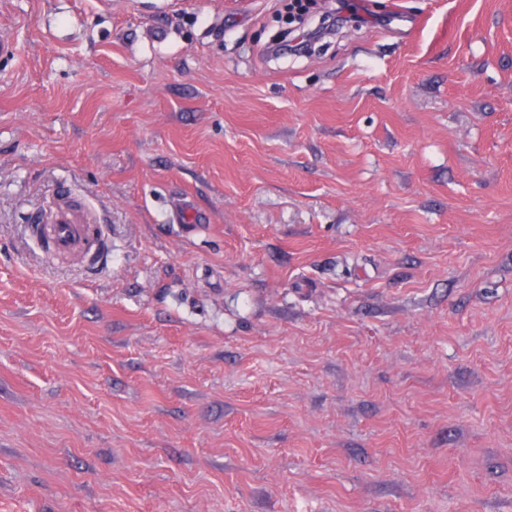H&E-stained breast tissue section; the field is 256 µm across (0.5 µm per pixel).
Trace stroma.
I'll return each mask as SVG.
<instances>
[{
  "label": "stroma",
  "instance_id": "35a3bbf8",
  "mask_svg": "<svg viewBox=\"0 0 512 512\" xmlns=\"http://www.w3.org/2000/svg\"><path fill=\"white\" fill-rule=\"evenodd\" d=\"M283 3L0 0V512H512V0ZM29 231L31 239L50 261L92 255L90 266H93L109 251L101 226L88 224L85 215L77 208L61 212L55 224L49 226L34 221L29 224Z\"/></svg>",
  "mask_w": 512,
  "mask_h": 512
}]
</instances>
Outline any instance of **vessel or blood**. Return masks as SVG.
Here are the masks:
<instances>
[{"label":"vessel or blood","mask_w":512,"mask_h":512,"mask_svg":"<svg viewBox=\"0 0 512 512\" xmlns=\"http://www.w3.org/2000/svg\"><path fill=\"white\" fill-rule=\"evenodd\" d=\"M29 231L31 239L51 261L90 256L98 262L109 251L101 228L88 223L85 215L76 208L61 212L55 224L31 223Z\"/></svg>","instance_id":"1"}]
</instances>
